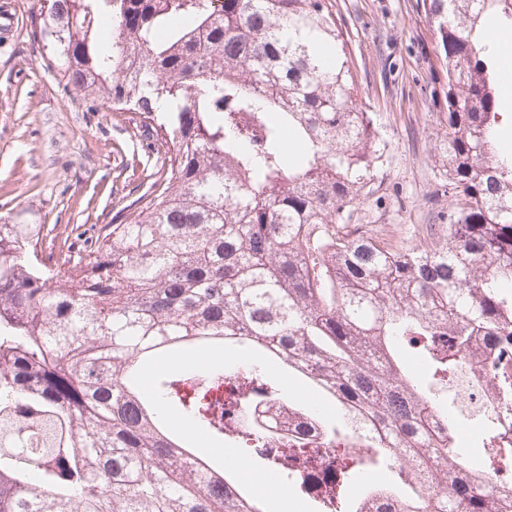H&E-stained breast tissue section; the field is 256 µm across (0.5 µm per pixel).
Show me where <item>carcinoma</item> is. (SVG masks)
<instances>
[{
  "instance_id": "obj_1",
  "label": "carcinoma",
  "mask_w": 512,
  "mask_h": 512,
  "mask_svg": "<svg viewBox=\"0 0 512 512\" xmlns=\"http://www.w3.org/2000/svg\"><path fill=\"white\" fill-rule=\"evenodd\" d=\"M417 5L445 74L432 97L448 223L438 247L394 249L353 224L382 152L334 0H41L31 34L58 84L155 123L167 171L78 247L0 224V512H267L170 418L252 455L259 428L224 433L226 377L231 406L262 393L287 407L286 480L330 463L300 456L293 423L338 445L377 434L370 455H340L335 512H512V493L485 485L495 461L512 466L499 424L483 419L481 467L426 414L457 427L463 355L512 396L506 48L484 33L490 15L512 28V0ZM226 347L238 359L140 384L163 357ZM268 362L334 415L285 396ZM380 462L400 485L348 499Z\"/></svg>"
}]
</instances>
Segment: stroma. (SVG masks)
I'll return each mask as SVG.
<instances>
[{
    "label": "stroma",
    "mask_w": 512,
    "mask_h": 512,
    "mask_svg": "<svg viewBox=\"0 0 512 512\" xmlns=\"http://www.w3.org/2000/svg\"><path fill=\"white\" fill-rule=\"evenodd\" d=\"M16 23L0 35V223L51 224L66 237L76 224H105L114 206L145 191L164 159L138 113L88 106L62 95L29 36L33 0H14ZM417 0H337L359 95L382 140L375 192L361 223L386 243L439 223L447 205L432 155L441 135L429 92L443 79Z\"/></svg>",
    "instance_id": "stroma-1"
}]
</instances>
